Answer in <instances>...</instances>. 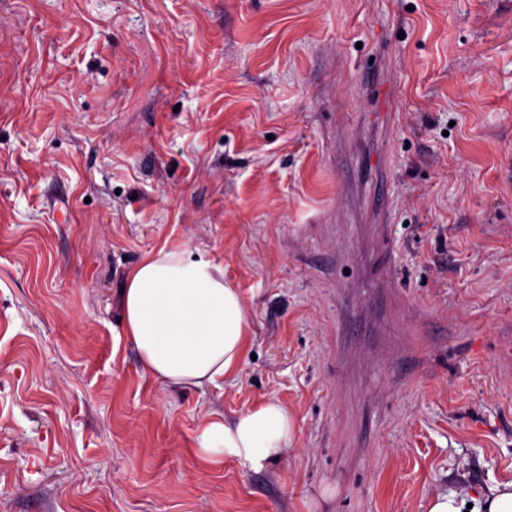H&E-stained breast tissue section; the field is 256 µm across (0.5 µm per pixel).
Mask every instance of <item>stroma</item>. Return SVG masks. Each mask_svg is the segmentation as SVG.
I'll return each mask as SVG.
<instances>
[{
	"instance_id": "35a3bbf8",
	"label": "stroma",
	"mask_w": 512,
	"mask_h": 512,
	"mask_svg": "<svg viewBox=\"0 0 512 512\" xmlns=\"http://www.w3.org/2000/svg\"><path fill=\"white\" fill-rule=\"evenodd\" d=\"M250 311L221 389L116 347L150 249ZM296 441L203 469L214 415ZM512 480V0H0V512H426ZM294 440L293 416L273 399L231 420L209 419L200 427L194 446L205 469L230 460L243 470L260 471L286 456Z\"/></svg>"
}]
</instances>
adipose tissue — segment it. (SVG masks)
Returning a JSON list of instances; mask_svg holds the SVG:
<instances>
[{"label":"adipose tissue","instance_id":"ef3b65f1","mask_svg":"<svg viewBox=\"0 0 512 512\" xmlns=\"http://www.w3.org/2000/svg\"><path fill=\"white\" fill-rule=\"evenodd\" d=\"M116 305L118 342L132 346L144 374L165 387L223 388L236 379L245 353L249 311L224 278V264L204 247L160 245L130 267ZM295 424L286 406L270 400L232 419L214 417L194 439L203 468L230 460L259 471L287 455ZM427 512H512V481L487 492L438 493Z\"/></svg>","mask_w":512,"mask_h":512}]
</instances>
